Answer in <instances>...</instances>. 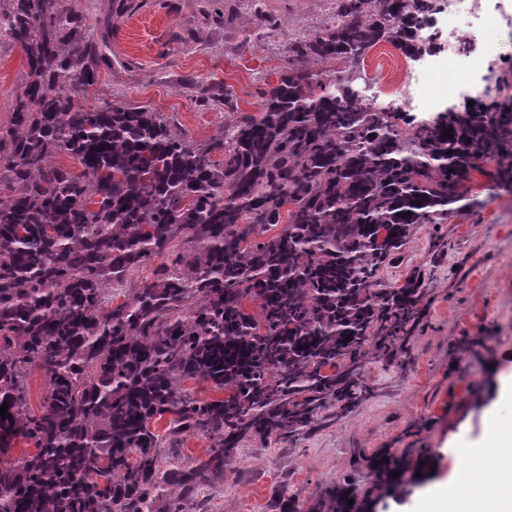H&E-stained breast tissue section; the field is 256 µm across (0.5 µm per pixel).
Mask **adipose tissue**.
Returning a JSON list of instances; mask_svg holds the SVG:
<instances>
[{
    "label": "adipose tissue",
    "mask_w": 512,
    "mask_h": 512,
    "mask_svg": "<svg viewBox=\"0 0 512 512\" xmlns=\"http://www.w3.org/2000/svg\"><path fill=\"white\" fill-rule=\"evenodd\" d=\"M468 460L464 478L439 489L426 512H502L501 499L512 496V428L491 430ZM489 460L495 465L490 477L484 472Z\"/></svg>",
    "instance_id": "obj_1"
}]
</instances>
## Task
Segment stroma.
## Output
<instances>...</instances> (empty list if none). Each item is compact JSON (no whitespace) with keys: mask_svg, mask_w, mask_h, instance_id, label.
<instances>
[{"mask_svg":"<svg viewBox=\"0 0 512 512\" xmlns=\"http://www.w3.org/2000/svg\"><path fill=\"white\" fill-rule=\"evenodd\" d=\"M129 16L113 20L112 65L94 97L119 93L160 112L180 131L204 141L230 113L255 114L270 87L291 66L281 49L290 31L316 28L325 0H129ZM257 6L278 21L276 39L247 43L243 14ZM24 70L19 47L0 42V115L8 112ZM443 70L425 88L443 106H484L480 88L455 91ZM227 92L208 101L204 88ZM512 165V140L473 173L464 191L476 204L442 224L416 225L398 258L381 267L377 284L401 285L419 272L425 312L397 361L367 364L373 397L343 419L326 417L309 435L250 441L221 478L201 490L191 512H278L281 497L308 506L355 477V450L410 449L429 471L397 497L377 498L373 512H417L428 490L447 481L491 424L512 417L501 398L512 380V184L497 171Z\"/></svg>","mask_w":512,"mask_h":512,"instance_id":"stroma-1","label":"stroma"}]
</instances>
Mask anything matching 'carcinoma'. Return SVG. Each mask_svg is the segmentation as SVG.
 I'll list each match as a JSON object with an SVG mask.
<instances>
[{"label":"carcinoma","instance_id":"cac0c4a2","mask_svg":"<svg viewBox=\"0 0 512 512\" xmlns=\"http://www.w3.org/2000/svg\"><path fill=\"white\" fill-rule=\"evenodd\" d=\"M73 2L0 10L25 59L0 120V455L34 445L0 460V512H187L245 443L307 434L370 397L367 363L398 355L425 294L415 274L376 287L379 267L415 225L459 209L512 127L478 108L404 133L400 113L372 111L352 80L297 67L257 114L196 142L118 96L86 103L111 59ZM331 2L326 31L288 53L355 64L388 38L412 53L410 12L433 7ZM59 153L77 168L54 164ZM32 369L47 382L37 412ZM188 381L223 396L200 399ZM191 432L213 445L185 464L176 448ZM353 467L380 496L404 493L416 471L388 448L357 452ZM283 504L371 509L350 481L305 511Z\"/></svg>","mask_w":512,"mask_h":512}]
</instances>
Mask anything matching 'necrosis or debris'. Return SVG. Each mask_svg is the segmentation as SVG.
Listing matches in <instances>:
<instances>
[{"instance_id": "necrosis-or-debris-1", "label": "necrosis or debris", "mask_w": 512, "mask_h": 512, "mask_svg": "<svg viewBox=\"0 0 512 512\" xmlns=\"http://www.w3.org/2000/svg\"><path fill=\"white\" fill-rule=\"evenodd\" d=\"M501 24L512 25V11L502 2L492 8L488 0H434L416 25V54H403L396 41H382L369 49V62L355 67L366 104L377 112L429 111L424 89L441 63L454 66L462 88L472 83L473 59L489 67L500 63L502 54L488 33Z\"/></svg>"}]
</instances>
